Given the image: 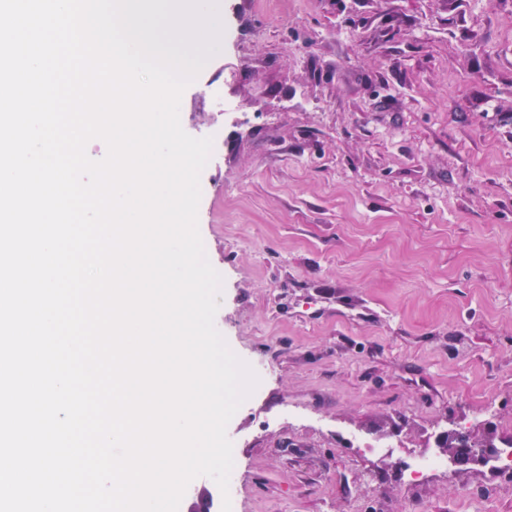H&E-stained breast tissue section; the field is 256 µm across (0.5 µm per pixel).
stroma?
Masks as SVG:
<instances>
[{"label": "stroma", "instance_id": "35a3bbf8", "mask_svg": "<svg viewBox=\"0 0 512 512\" xmlns=\"http://www.w3.org/2000/svg\"><path fill=\"white\" fill-rule=\"evenodd\" d=\"M219 12L179 115L213 139L215 326L259 383L228 493L198 477L179 512H512V473L401 477L475 414L512 444V0Z\"/></svg>", "mask_w": 512, "mask_h": 512}]
</instances>
